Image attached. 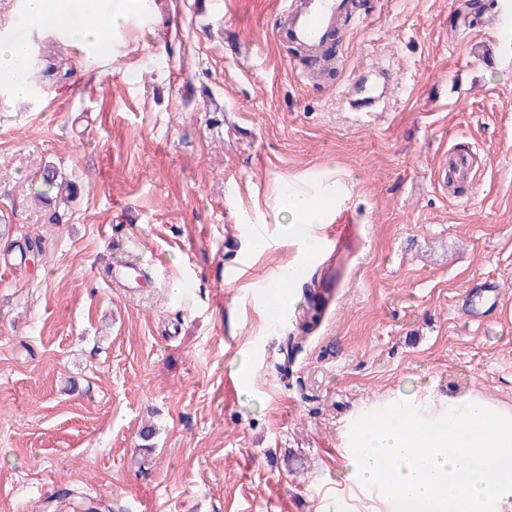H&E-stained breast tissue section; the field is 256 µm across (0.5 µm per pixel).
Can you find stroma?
Listing matches in <instances>:
<instances>
[{
  "instance_id": "35a3bbf8",
  "label": "stroma",
  "mask_w": 512,
  "mask_h": 512,
  "mask_svg": "<svg viewBox=\"0 0 512 512\" xmlns=\"http://www.w3.org/2000/svg\"><path fill=\"white\" fill-rule=\"evenodd\" d=\"M279 8L155 0L144 17L128 0L97 58L29 27L33 92L0 87V512H373L346 471L361 404L512 410V0H360L318 78ZM359 75L379 111L344 100ZM452 147L476 173L457 193L435 180ZM48 167L75 199L35 201ZM329 175L323 256L270 332L264 286L297 247L269 223L253 256L238 215ZM117 260L144 270L134 291ZM484 280L501 299L476 323Z\"/></svg>"
}]
</instances>
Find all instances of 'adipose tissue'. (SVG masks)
Listing matches in <instances>:
<instances>
[{"mask_svg":"<svg viewBox=\"0 0 512 512\" xmlns=\"http://www.w3.org/2000/svg\"><path fill=\"white\" fill-rule=\"evenodd\" d=\"M124 16L120 8L101 14L99 0H25V8L17 14L14 27L22 31L35 21L61 27L71 40L87 44L99 53L109 46L112 33L122 25ZM29 54L30 45L25 39L0 42V82L18 98L26 97L31 91ZM337 192L338 185L332 177L320 182L312 192L300 186L277 188L272 206L274 221L287 225L289 234L297 236L298 250L293 260L280 267L270 287L265 307L267 323H274L277 307L291 305L292 285L322 249L320 240L313 234H300V227L315 229L332 223L336 217L333 203Z\"/></svg>","mask_w":512,"mask_h":512,"instance_id":"ef3b65f1","label":"adipose tissue"}]
</instances>
